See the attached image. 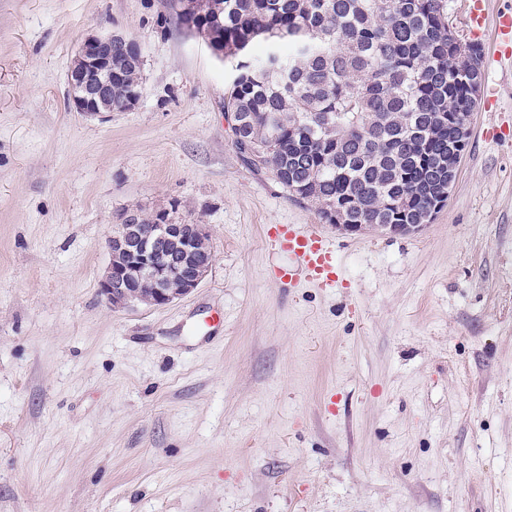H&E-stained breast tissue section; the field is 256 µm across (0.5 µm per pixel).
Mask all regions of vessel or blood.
<instances>
[{"instance_id":"1","label":"vessel or blood","mask_w":512,"mask_h":512,"mask_svg":"<svg viewBox=\"0 0 512 512\" xmlns=\"http://www.w3.org/2000/svg\"><path fill=\"white\" fill-rule=\"evenodd\" d=\"M492 50L494 57H512V12L498 15ZM266 236L275 247L287 251L293 258L292 264L279 270V278L293 280L302 275L322 288H333L339 283L335 251L318 228L278 224L267 227Z\"/></svg>"}]
</instances>
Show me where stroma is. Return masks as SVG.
Here are the masks:
<instances>
[{
  "label": "stroma",
  "mask_w": 512,
  "mask_h": 512,
  "mask_svg": "<svg viewBox=\"0 0 512 512\" xmlns=\"http://www.w3.org/2000/svg\"><path fill=\"white\" fill-rule=\"evenodd\" d=\"M165 3L0 0V512H512V58L431 224H321L320 288L276 278L265 225L319 217L241 162L231 67ZM92 34L137 42L133 108L69 107ZM171 206L206 278L111 308V224Z\"/></svg>",
  "instance_id": "35a3bbf8"
}]
</instances>
